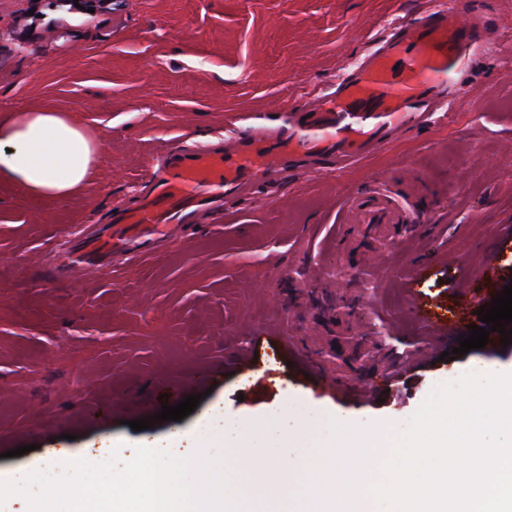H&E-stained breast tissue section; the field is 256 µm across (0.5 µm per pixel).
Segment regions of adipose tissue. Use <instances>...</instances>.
Wrapping results in <instances>:
<instances>
[{
    "instance_id": "adipose-tissue-1",
    "label": "adipose tissue",
    "mask_w": 512,
    "mask_h": 512,
    "mask_svg": "<svg viewBox=\"0 0 512 512\" xmlns=\"http://www.w3.org/2000/svg\"><path fill=\"white\" fill-rule=\"evenodd\" d=\"M98 140L60 112L22 107L0 113V183L40 199H64L88 179Z\"/></svg>"
}]
</instances>
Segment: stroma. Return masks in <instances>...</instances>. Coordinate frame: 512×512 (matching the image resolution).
<instances>
[{
    "label": "stroma",
    "mask_w": 512,
    "mask_h": 512,
    "mask_svg": "<svg viewBox=\"0 0 512 512\" xmlns=\"http://www.w3.org/2000/svg\"><path fill=\"white\" fill-rule=\"evenodd\" d=\"M432 0H0V110L73 117L101 142L94 175L45 200L0 184V469L73 447L190 429L213 408L258 414L298 398L355 422L407 421L435 384L478 360L512 364L478 325V296L512 273V0H475L493 41L457 76L445 125L406 134L335 176L263 183L203 213L147 261L53 281L85 237L138 193L161 144L221 146L228 116L306 111L402 18ZM389 182L427 213L374 232L340 223L345 196ZM420 270L416 292L385 267ZM446 308L453 338L411 314ZM210 394L182 421L163 405ZM25 447L16 455L17 447Z\"/></svg>",
    "instance_id": "stroma-1"
}]
</instances>
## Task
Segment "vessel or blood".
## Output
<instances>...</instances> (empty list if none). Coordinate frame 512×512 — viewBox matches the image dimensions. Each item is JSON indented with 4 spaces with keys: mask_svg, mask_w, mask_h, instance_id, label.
I'll use <instances>...</instances> for the list:
<instances>
[{
    "mask_svg": "<svg viewBox=\"0 0 512 512\" xmlns=\"http://www.w3.org/2000/svg\"><path fill=\"white\" fill-rule=\"evenodd\" d=\"M491 35L473 0H440L433 9L399 22L397 32L331 92H318L307 115L281 117L277 126L248 118L220 150L168 148L152 167L141 199L116 218L104 249L147 254L155 237L197 220L202 210L253 182L283 186L305 174L306 160L342 172L391 147L401 133L447 122L441 104L457 91L456 77ZM341 212L360 224L415 221L408 200L387 187L344 199Z\"/></svg>",
    "mask_w": 512,
    "mask_h": 512,
    "instance_id": "b4317fda",
    "label": "vessel or blood"
}]
</instances>
